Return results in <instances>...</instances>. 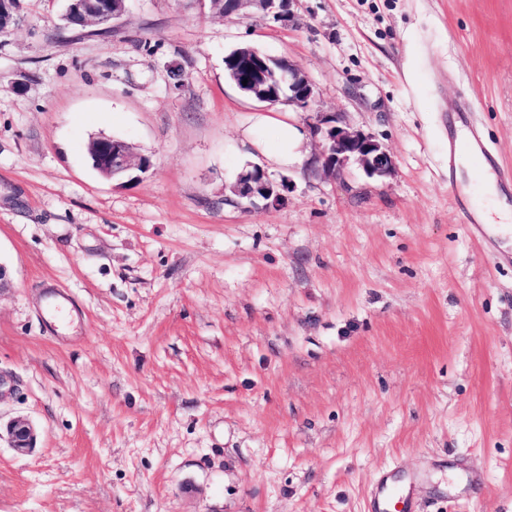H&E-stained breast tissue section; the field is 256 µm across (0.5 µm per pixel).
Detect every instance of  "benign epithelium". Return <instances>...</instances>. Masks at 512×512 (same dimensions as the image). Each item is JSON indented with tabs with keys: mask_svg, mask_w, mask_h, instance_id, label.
Masks as SVG:
<instances>
[{
	"mask_svg": "<svg viewBox=\"0 0 512 512\" xmlns=\"http://www.w3.org/2000/svg\"><path fill=\"white\" fill-rule=\"evenodd\" d=\"M67 19L83 26L103 25L121 19L125 12V0H67ZM291 0H216L222 5L221 16L232 14L247 16L253 11L262 13L277 22H287L292 17ZM16 0H0V29L17 22ZM239 64L237 80L247 81L243 89L250 91L262 102L268 94L259 79H267L268 66L258 60L259 53L250 47L235 51ZM281 78L288 81L287 104L308 111L315 101L316 92L308 77L293 64L286 61L281 69ZM313 137L319 140L320 150L310 163L315 175L340 179L349 163L358 164L367 175L384 177L391 173L395 161L390 152L373 136L359 130L336 124V116L316 113L310 126ZM90 156L94 167L102 177L112 181L119 177L117 185L127 184L126 178L136 169L145 170L143 158L134 154L131 144L114 138H99L90 145ZM289 180L276 181L258 165L238 175L231 193L251 205L266 209L277 208L287 202ZM10 447L26 452L34 447L36 432L31 422L18 416L7 426Z\"/></svg>",
	"mask_w": 512,
	"mask_h": 512,
	"instance_id": "benign-epithelium-1",
	"label": "benign epithelium"
}]
</instances>
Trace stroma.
<instances>
[{
  "mask_svg": "<svg viewBox=\"0 0 512 512\" xmlns=\"http://www.w3.org/2000/svg\"><path fill=\"white\" fill-rule=\"evenodd\" d=\"M20 0L0 31V512H512V241L448 180V105L512 167V0H294L284 24L210 0H127L98 31ZM251 44L312 82L392 175L273 164L269 105L224 75ZM151 161L118 187L86 146ZM277 209L229 202L250 165ZM74 314L46 308L50 288ZM471 199V186L469 184L457 185L456 191L453 196L454 206L459 210L468 213L470 216V224L474 226L476 234L482 238H487V232L484 224H481L479 220L471 213L470 208ZM8 442L11 448L26 452L34 447L36 432L31 422L18 416L10 421L7 426ZM402 501L403 506H406V498L401 489L395 488L382 482L378 488V493L372 502L373 512H390V505L394 499Z\"/></svg>",
  "mask_w": 512,
  "mask_h": 512,
  "instance_id": "1",
  "label": "stroma"
}]
</instances>
